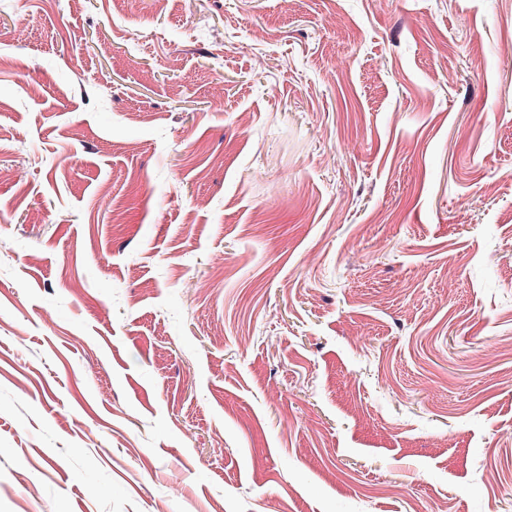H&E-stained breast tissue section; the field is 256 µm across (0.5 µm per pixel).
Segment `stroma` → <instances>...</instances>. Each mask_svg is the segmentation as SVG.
<instances>
[{
	"instance_id": "1",
	"label": "stroma",
	"mask_w": 512,
	"mask_h": 512,
	"mask_svg": "<svg viewBox=\"0 0 512 512\" xmlns=\"http://www.w3.org/2000/svg\"><path fill=\"white\" fill-rule=\"evenodd\" d=\"M0 240V512H512V0H0Z\"/></svg>"
}]
</instances>
